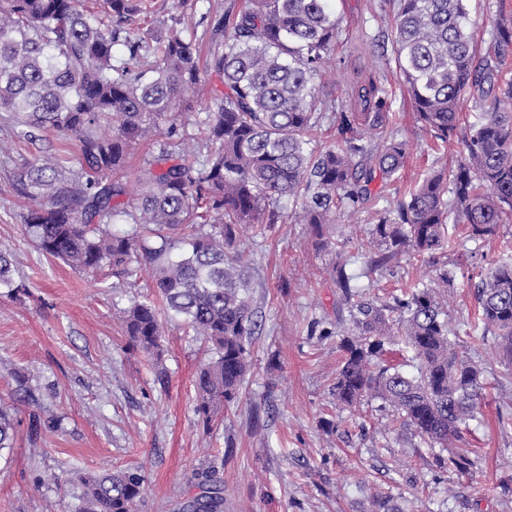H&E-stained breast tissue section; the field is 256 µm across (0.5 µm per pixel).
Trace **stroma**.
<instances>
[{"label":"stroma","mask_w":512,"mask_h":512,"mask_svg":"<svg viewBox=\"0 0 512 512\" xmlns=\"http://www.w3.org/2000/svg\"><path fill=\"white\" fill-rule=\"evenodd\" d=\"M244 0H151V12L134 17L127 31H166L174 18L191 17L185 38L207 43L210 23ZM341 20L336 68L322 81L328 97L354 103L368 81L382 84L393 114L392 132L410 145L406 166L395 178L375 180L378 204L403 195L433 163L455 164L457 145L435 147L416 114L385 50L391 49L393 14L387 0H334ZM224 89L215 76L189 91L193 103L180 125L199 133ZM55 131L38 141L17 142L12 158L0 156V250L14 254L20 296H0V406L27 416L30 407L15 375L60 426L44 431L38 449L19 433L0 452V512H73L75 501L63 481L77 472L142 467L148 477L140 512H179L214 472L224 495L223 512H366L368 498L387 493L405 498L410 512H512V493L500 484L512 478V379L501 377L493 339L473 337L475 290L501 259L512 258V223L474 241L466 225L450 229L448 291L450 327L464 337L463 353L483 367L488 386L466 438L478 457L470 478L438 468L430 448L400 430L380 399L365 398L359 411L337 406L331 387L341 352L338 337L310 332L315 321L352 327L342 293L330 277L335 253L317 250L309 225L294 223L293 202L265 229L242 228L241 246L252 272L251 297L260 330L249 346L252 370L237 406L204 430L195 407L194 380L207 360L205 347L165 321L163 363L167 385L154 381L147 355L130 350L122 333L120 307L145 295L152 283L148 265L137 267L136 288L115 278L93 282L32 245L21 216L29 203L11 186L23 159L74 151ZM373 210L338 215L324 232L345 243L347 267L356 285L388 298L414 282L433 283L430 264L400 257L371 270L369 229ZM336 429L329 432L325 421Z\"/></svg>","instance_id":"obj_1"}]
</instances>
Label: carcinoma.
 Here are the masks:
<instances>
[{
	"instance_id": "obj_1",
	"label": "carcinoma",
	"mask_w": 512,
	"mask_h": 512,
	"mask_svg": "<svg viewBox=\"0 0 512 512\" xmlns=\"http://www.w3.org/2000/svg\"><path fill=\"white\" fill-rule=\"evenodd\" d=\"M470 0H393L392 55L418 114L421 130L460 146L459 160L437 169L394 206L378 211L370 230L382 247L374 270L408 256L435 258L450 244L448 224L468 225L483 238L512 222V21L498 22L479 41ZM0 0V110L7 113L0 155L16 140L34 141L53 128L75 140L76 158L38 155L17 168L13 188L30 201L22 216L46 256L88 277L104 270L127 280L134 264H148L153 292L122 309L128 346L150 356L164 386L163 322L178 320L208 344L210 361L195 380V412L211 429L238 403L250 372L248 345L259 325L249 293L251 270L235 250L243 225L276 224L280 203L299 207L296 221L311 226L317 245L329 246L323 225L355 214L371 201L369 185L404 167L409 143L395 136L377 148L365 131L389 122L385 90H358L359 112L324 96L316 80L334 59L340 18L331 0H247L209 29L205 69L224 92L194 143L177 114L186 92L201 82L196 45L174 26L156 34L121 35L118 23L142 11V0ZM480 110L460 122L465 96ZM334 113L337 144L308 148L323 114ZM156 142L157 154L136 177L135 202L121 174L135 145ZM126 224L125 230H115ZM344 252L333 279L348 305L352 329L333 395L348 408L379 398L403 428L430 448L440 467L460 476L476 469L466 433L486 388L484 370L457 351L448 314L436 292L452 282L448 264L436 269L437 287L418 282L388 299L352 284ZM15 257L0 252V289L25 292L14 279ZM481 339L492 336L512 379V261L502 260L477 288ZM400 340L419 362L409 376L384 363L386 345ZM28 435L36 445L55 415L27 396ZM21 421L0 409V451L13 447ZM146 477L138 468L83 473L76 512H137ZM217 481L182 502L180 512H221ZM367 512H407L387 495L369 497Z\"/></svg>"
}]
</instances>
